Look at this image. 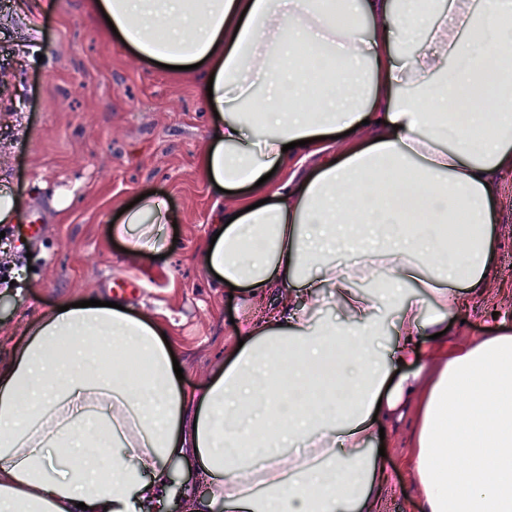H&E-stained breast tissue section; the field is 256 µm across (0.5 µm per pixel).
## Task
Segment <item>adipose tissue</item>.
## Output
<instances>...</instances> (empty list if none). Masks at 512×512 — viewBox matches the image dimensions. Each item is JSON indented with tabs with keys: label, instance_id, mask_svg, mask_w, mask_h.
Listing matches in <instances>:
<instances>
[{
	"label": "adipose tissue",
	"instance_id": "ef3b65f1",
	"mask_svg": "<svg viewBox=\"0 0 512 512\" xmlns=\"http://www.w3.org/2000/svg\"><path fill=\"white\" fill-rule=\"evenodd\" d=\"M89 7L143 60L198 65L196 92L218 112L199 167L234 194L205 268L249 309L196 392L158 323L112 307L40 316L0 364V512H167L175 459L206 488L188 512H381L389 475L370 442L408 420L420 512H512V401L498 398L512 334L444 335L449 313L487 298L498 261L512 0ZM312 44L338 59L317 90L298 55ZM173 220L147 196L112 235L151 257L141 226ZM373 235L381 246L362 248ZM325 288L338 320L313 318ZM127 354L144 378L125 373ZM476 449L501 468L459 488Z\"/></svg>",
	"mask_w": 512,
	"mask_h": 512
}]
</instances>
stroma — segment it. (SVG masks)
I'll use <instances>...</instances> for the list:
<instances>
[{
	"label": "stroma",
	"instance_id": "35a3bbf8",
	"mask_svg": "<svg viewBox=\"0 0 512 512\" xmlns=\"http://www.w3.org/2000/svg\"><path fill=\"white\" fill-rule=\"evenodd\" d=\"M195 73L143 62L95 22L88 0H0V187L23 198L19 223L1 227L30 257L21 296L0 300V353L56 306L98 296L164 325L186 388L217 373L244 299H229L201 253L219 209L197 159L211 134ZM152 192L176 222L156 239L164 259L136 258L110 224ZM498 276L486 302L449 325L453 342L497 331L512 312V178L495 212ZM410 429L385 433L394 487L384 512H415L406 456Z\"/></svg>",
	"mask_w": 512,
	"mask_h": 512
}]
</instances>
